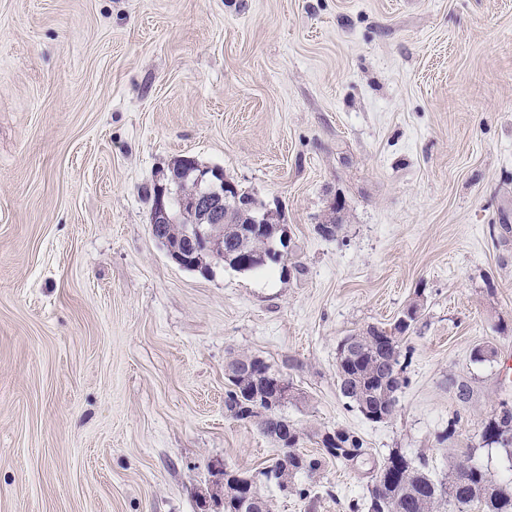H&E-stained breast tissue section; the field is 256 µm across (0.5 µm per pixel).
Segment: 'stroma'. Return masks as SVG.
<instances>
[{
  "mask_svg": "<svg viewBox=\"0 0 512 512\" xmlns=\"http://www.w3.org/2000/svg\"><path fill=\"white\" fill-rule=\"evenodd\" d=\"M179 156L277 211L280 261L169 259L147 192ZM418 295L399 410L370 422L337 346ZM240 352L293 384L305 453L343 428L512 481L481 438L512 406V0H0V512H199L214 463L279 452L224 408ZM369 485L331 462L307 499L261 492L350 512Z\"/></svg>",
  "mask_w": 512,
  "mask_h": 512,
  "instance_id": "35a3bbf8",
  "label": "stroma"
}]
</instances>
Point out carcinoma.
<instances>
[{
	"label": "carcinoma",
	"mask_w": 512,
	"mask_h": 512,
	"mask_svg": "<svg viewBox=\"0 0 512 512\" xmlns=\"http://www.w3.org/2000/svg\"><path fill=\"white\" fill-rule=\"evenodd\" d=\"M274 244L271 237H256L249 240L246 249L257 258L269 253ZM395 332L388 334L382 328L369 326L351 336L356 350L347 351L345 343H340L337 354V378L340 391L347 393L348 407L356 409L364 418L378 423L376 414L385 411L393 394L408 384L404 377V359L407 358L405 343L408 332L415 329L412 324L394 326ZM240 369V375L229 380L224 405L232 417L249 422L246 416L238 414L239 400L245 391L261 383L259 375L269 365L261 358L240 353L228 361ZM276 421L266 425L256 424L267 437L281 443L282 429H288V447L298 448L303 432L289 424L288 418L275 414ZM482 439L486 444L503 447L512 445V409L501 408L492 412L485 423ZM295 456L302 458L303 465H295L288 471V481L294 482L297 475L313 478L326 461L345 463L347 459L322 452L318 455L298 451ZM386 467V485L383 495L373 492L349 505L350 512H441V509L454 505L469 512H512V485L499 491L486 483L488 474L483 469L460 460L453 465L448 476L435 478L427 470V464L416 463L401 450L393 448L380 462ZM248 483L247 477L235 469H230L227 478V512H239L236 503L243 501L239 486Z\"/></svg>",
	"instance_id": "carcinoma-1"
}]
</instances>
